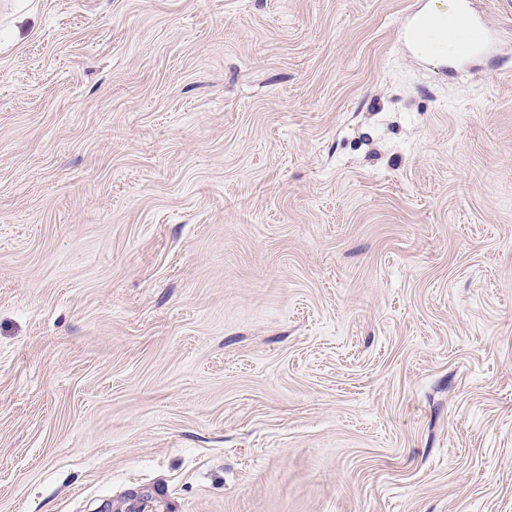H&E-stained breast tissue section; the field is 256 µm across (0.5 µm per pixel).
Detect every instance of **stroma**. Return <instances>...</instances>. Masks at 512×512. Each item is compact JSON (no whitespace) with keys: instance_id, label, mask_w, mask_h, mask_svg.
Here are the masks:
<instances>
[{"instance_id":"1","label":"stroma","mask_w":512,"mask_h":512,"mask_svg":"<svg viewBox=\"0 0 512 512\" xmlns=\"http://www.w3.org/2000/svg\"><path fill=\"white\" fill-rule=\"evenodd\" d=\"M0 0V512H512V0ZM461 12L450 14L454 6L448 1L445 7L436 3L439 11L446 13L448 10V22L455 24L465 37L468 57L474 54H491L496 48V36L492 27L480 17L472 13L470 2L467 0L458 1ZM412 20L406 27V35L410 44L415 49H432L435 42L439 41L440 32L445 28L447 19L433 13L424 15L413 22Z\"/></svg>"}]
</instances>
